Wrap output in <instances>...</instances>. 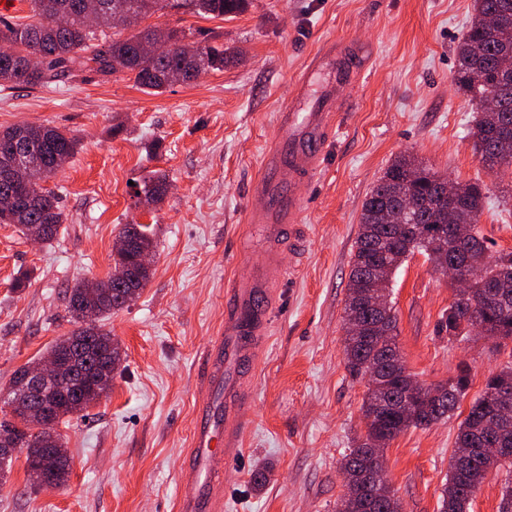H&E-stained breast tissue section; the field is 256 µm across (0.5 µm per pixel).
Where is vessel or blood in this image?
Returning <instances> with one entry per match:
<instances>
[{"mask_svg":"<svg viewBox=\"0 0 512 512\" xmlns=\"http://www.w3.org/2000/svg\"><path fill=\"white\" fill-rule=\"evenodd\" d=\"M332 129L333 116L324 102L301 115L283 113L278 144L267 155L266 167L275 168L284 160L292 173H314L319 167L317 147ZM299 209V201L292 200L288 205L250 214L251 223L262 226L271 245L257 274L233 285V306L224 314V334L206 357L204 380L207 387L224 392V430L216 432L208 408L200 409L179 486V512H223L224 466L238 453L250 428L248 422L238 417V408L245 403L246 394L236 368L253 358L267 324L265 317L249 315L248 309L259 290L287 280L288 269L280 260V238L286 226L296 222Z\"/></svg>","mask_w":512,"mask_h":512,"instance_id":"vessel-or-blood-1","label":"vessel or blood"}]
</instances>
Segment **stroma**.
Returning a JSON list of instances; mask_svg holds the SVG:
<instances>
[{"instance_id": "1", "label": "stroma", "mask_w": 512, "mask_h": 512, "mask_svg": "<svg viewBox=\"0 0 512 512\" xmlns=\"http://www.w3.org/2000/svg\"><path fill=\"white\" fill-rule=\"evenodd\" d=\"M473 0H252L222 18L166 9L152 24L238 49L223 71L148 94L94 63L56 69L44 85L0 86V129L29 122L69 131L80 148L48 182L66 215L56 240L33 244L0 224V421L17 369L46 356L74 326L65 293L107 276L123 225L153 229V275L104 321L120 359L106 396L59 424L70 458L66 485L33 484L16 453L0 512H176L184 453L208 398L203 357L217 341L230 281L251 275L268 244L248 214L267 206L252 181L283 112L330 95L334 130L313 177L280 172L298 198L301 241L282 255L287 282L258 294L269 334L247 384L250 422L224 469L223 512H336L340 463L365 433L366 387L345 368L344 308L363 201L398 155L489 190L481 227L490 252L512 250V165L485 168L468 135L477 115L454 83V49ZM327 59L300 85L315 53ZM165 174L163 204L143 207L136 184ZM396 342L424 385L470 369L450 418L409 429L384 451L402 512H439L460 422L486 379L512 364V340L448 339L438 323L453 291L423 255L394 273ZM267 469L264 485L254 475Z\"/></svg>"}]
</instances>
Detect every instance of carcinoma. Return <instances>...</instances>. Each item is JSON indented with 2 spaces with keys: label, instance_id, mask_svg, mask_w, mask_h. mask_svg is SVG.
<instances>
[{
  "label": "carcinoma",
  "instance_id": "cac0c4a2",
  "mask_svg": "<svg viewBox=\"0 0 512 512\" xmlns=\"http://www.w3.org/2000/svg\"><path fill=\"white\" fill-rule=\"evenodd\" d=\"M31 15L25 23L0 24V84L11 87L34 88L42 85L47 72L62 68L80 52H88V60L103 74H131L141 89L160 92L174 84L170 76L189 66L194 72L186 74L191 82L203 73L221 72L225 62L234 53L224 45H201L191 42L183 30L162 28L145 20L166 7L183 9L192 14L212 18L234 15L245 11L250 0H29ZM96 15L95 26L84 28L85 6ZM64 10L70 15V26L52 25L53 14ZM118 11L126 13L127 36L109 35L112 20ZM512 30V0H474V16L464 38L456 48L455 83L476 105L479 117L471 128L480 162L489 169L512 165V74L498 70L500 59L512 55V39L502 37L503 30ZM162 37L168 50L158 57H143L137 45L144 38ZM40 57L39 67L22 70L17 58L23 55ZM496 101L495 110L487 112L483 101ZM21 131L26 132L29 166L12 186L0 185V193L12 191L24 196L29 186L37 185L41 194L17 208L0 211L1 224H13L23 236H29L30 226L46 224L42 242L49 243L59 234L65 221L59 195L45 186L59 171L58 157H73L79 140L58 127L20 124L0 130V158L13 148ZM445 177L420 163L416 157L403 154L396 157L384 170L367 194L359 220L356 250L349 274L348 296L345 305L344 354L346 368L354 377H367L378 368L386 378L385 389L379 390L367 383L362 414L366 433L362 440L345 455L340 473L346 492L355 497V512H401L395 493H381L373 480L376 453L383 452L372 444L391 442L409 428H427L448 418L470 382V373L462 369L450 381L441 385L445 394L434 402L417 396L409 407L399 411L393 402L419 385V381L399 363L400 349L396 343L397 318L392 314L388 325L390 340L378 345L372 337L356 334L351 316L362 324L375 319L373 305L382 299L381 289L370 287L372 270L382 274L394 273L406 260L420 253L434 268L440 269L453 262L465 264L476 271L470 285L474 297L480 301L474 310L455 302L442 317L441 330L448 338L465 336L478 320L486 334L512 339V279L504 282L502 276L512 273V251H501L488 260L485 237L480 227V216L487 199L486 188L477 183L458 185L453 201L439 193ZM165 175L157 171L144 178L138 195L151 205H161L166 197ZM469 224L473 228L470 244L464 250L448 242V224ZM108 287L92 299H87L86 283L80 282L68 291V311L77 328L51 347L57 352L67 347L85 362L95 366L103 358L119 361L117 347L111 333L104 329L102 320L114 311L127 306L133 297L121 282L107 275ZM96 312V319H85L84 307ZM99 400L93 392L78 401L68 389L57 392L41 402L48 422L34 426L23 416L35 400L24 391L11 388L7 404L15 406L12 413L16 422L0 423V433H6L19 451L25 453L26 463H39L55 486L67 483L70 474L69 458L60 459L51 448L60 439L56 426L71 413L81 412ZM495 424L493 406L480 397L470 407L456 435L458 448L472 449L470 462L456 472L449 469L440 512H469L472 497L487 473L496 467H512V458L491 459L480 451L479 441Z\"/></svg>",
  "mask_w": 512,
  "mask_h": 512
}]
</instances>
